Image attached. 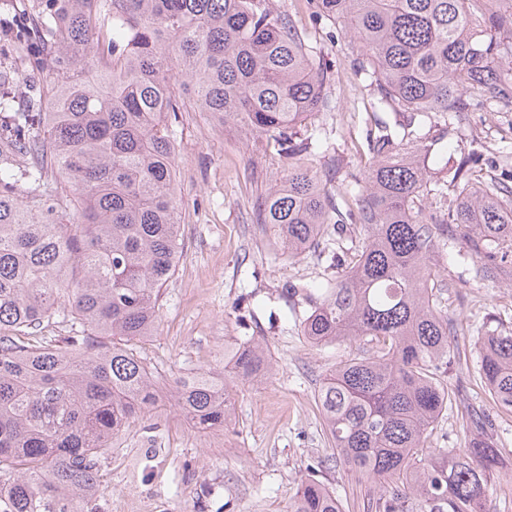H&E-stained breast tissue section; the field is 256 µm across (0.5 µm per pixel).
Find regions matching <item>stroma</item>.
I'll return each mask as SVG.
<instances>
[{
  "label": "stroma",
  "instance_id": "stroma-1",
  "mask_svg": "<svg viewBox=\"0 0 512 512\" xmlns=\"http://www.w3.org/2000/svg\"><path fill=\"white\" fill-rule=\"evenodd\" d=\"M289 13L305 43L332 77L336 108L300 127L306 161L354 201V181L370 154L366 131L382 120L408 126L409 115L381 112L353 66L344 24L319 15L314 0H275ZM176 147V191L181 200V252L174 276L161 290L156 336L138 349L151 367L187 374L224 366V351L250 336L265 337L272 360L263 378L237 383L231 425L198 432L176 425L171 408L133 426L102 465L107 492L100 512H288L308 467L323 459L320 480L335 489L344 512H367L378 485L358 483L332 459L315 394L324 373L349 358L347 342L313 345L302 334L308 308L289 286L333 279L339 271L324 255H282L273 231L258 224L260 195L281 181L286 162L276 149L244 140L215 125L208 113L183 112L171 125ZM427 164L436 180L452 181L460 154H473L484 180L512 172V112H464L437 125ZM453 252L438 256L449 285L448 316L465 343L442 376L459 388L456 408L441 416L431 437L436 448L465 447L459 413L494 405L478 378L480 356L469 342L475 327L494 321L512 329V263L490 277L474 275L472 256L456 226Z\"/></svg>",
  "mask_w": 512,
  "mask_h": 512
}]
</instances>
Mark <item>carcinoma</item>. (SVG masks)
I'll return each mask as SVG.
<instances>
[{
  "label": "carcinoma",
  "mask_w": 512,
  "mask_h": 512,
  "mask_svg": "<svg viewBox=\"0 0 512 512\" xmlns=\"http://www.w3.org/2000/svg\"><path fill=\"white\" fill-rule=\"evenodd\" d=\"M480 0H316L342 21L358 73L379 104L444 117L470 97L512 110V0L483 13ZM4 54L42 76L37 97L17 99L0 75V512H96L102 463L115 438L157 404V371L136 343L156 335L161 289L181 246L175 145L168 118L184 101L222 127L288 158L258 223L290 257L344 230L336 281L303 286L312 344L350 342L357 354L317 389L336 459L382 491L376 512H487L496 466L512 449L482 437L490 415L472 410L469 447L423 453L458 392L439 375L461 355L448 322V284L435 256L448 225L480 259L485 278L512 244V188L454 171V205L428 216L442 193L421 137L403 142L384 122L368 134L371 157L357 208L341 211L316 173L297 128L334 109L330 76L273 0H18L4 16ZM480 376L512 411V330L476 331ZM232 366L173 378L171 406L200 430L232 422L233 383L271 369L264 338L237 347ZM290 512H342L312 477Z\"/></svg>",
  "instance_id": "cac0c4a2"
}]
</instances>
